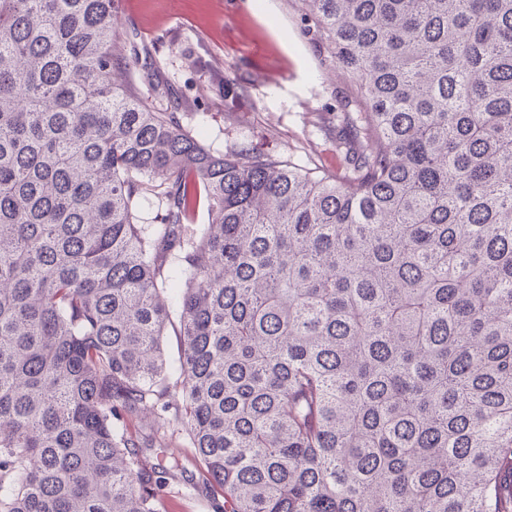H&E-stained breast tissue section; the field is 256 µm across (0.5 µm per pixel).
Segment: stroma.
<instances>
[{
    "label": "stroma",
    "mask_w": 512,
    "mask_h": 512,
    "mask_svg": "<svg viewBox=\"0 0 512 512\" xmlns=\"http://www.w3.org/2000/svg\"><path fill=\"white\" fill-rule=\"evenodd\" d=\"M126 68L115 83L179 112L210 150L238 144L343 171L337 112L348 83L316 41L299 0H117ZM187 468L166 512H213Z\"/></svg>",
    "instance_id": "stroma-1"
}]
</instances>
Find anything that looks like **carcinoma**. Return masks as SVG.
I'll return each instance as SVG.
<instances>
[{"label":"carcinoma","mask_w":512,"mask_h":512,"mask_svg":"<svg viewBox=\"0 0 512 512\" xmlns=\"http://www.w3.org/2000/svg\"><path fill=\"white\" fill-rule=\"evenodd\" d=\"M115 2L0 0V512H163L182 447L220 512H512V0H300L341 175L112 82Z\"/></svg>","instance_id":"obj_1"}]
</instances>
